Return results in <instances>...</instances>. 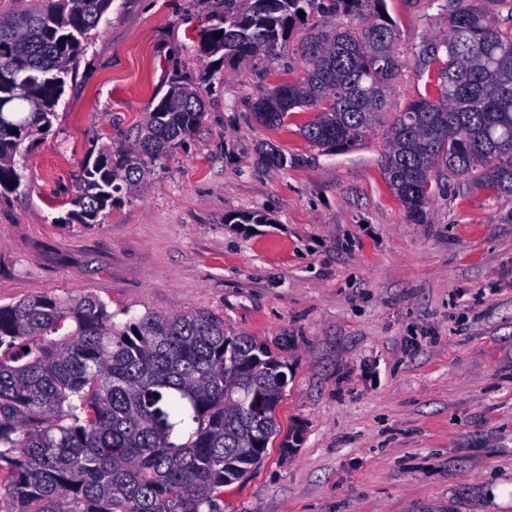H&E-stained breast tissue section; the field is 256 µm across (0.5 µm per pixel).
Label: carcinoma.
Listing matches in <instances>:
<instances>
[{"mask_svg": "<svg viewBox=\"0 0 512 512\" xmlns=\"http://www.w3.org/2000/svg\"><path fill=\"white\" fill-rule=\"evenodd\" d=\"M224 0L223 22L200 51L249 60L277 46L317 9L344 19L302 43L307 77L253 106L278 125L296 107L324 104L303 130L314 145L348 149L386 106L401 69L384 0ZM112 0H26L0 11V190L21 185L15 157L52 127L90 32ZM446 27L412 50L436 72L438 100L409 103L393 123L385 173L421 222L424 187L441 171L512 194V25L469 0H447ZM220 37H214L215 32ZM198 92L172 84L147 113L138 144L83 166L70 216L92 224L115 195L141 184L148 162L201 122ZM287 375L251 336H231L207 311L146 314L117 324L93 296L37 297L0 306V499L11 512H224L280 434Z\"/></svg>", "mask_w": 512, "mask_h": 512, "instance_id": "1", "label": "carcinoma"}]
</instances>
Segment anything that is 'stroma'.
I'll list each match as a JSON object with an SVG mask.
<instances>
[{
  "label": "stroma",
  "mask_w": 512,
  "mask_h": 512,
  "mask_svg": "<svg viewBox=\"0 0 512 512\" xmlns=\"http://www.w3.org/2000/svg\"><path fill=\"white\" fill-rule=\"evenodd\" d=\"M403 66L351 149L311 144L316 107L281 125L252 105L302 82L309 16L268 54L216 66L197 50L224 0H113L56 107L0 192V305L94 296L112 319L208 311L287 366L281 429L224 490V512H512V196L440 176L424 223L385 176L398 113L437 99L410 51L444 28L429 0H385ZM198 87L199 126L94 224L69 223L98 150L135 145L172 82ZM283 167L266 165L268 150Z\"/></svg>",
  "instance_id": "stroma-1"
}]
</instances>
